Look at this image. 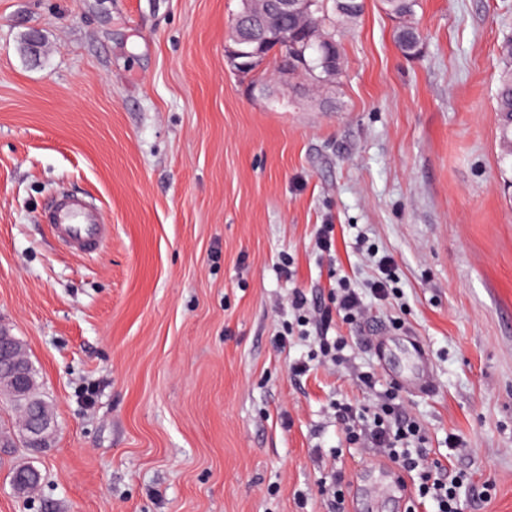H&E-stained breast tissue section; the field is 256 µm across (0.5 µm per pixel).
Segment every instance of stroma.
<instances>
[{"mask_svg": "<svg viewBox=\"0 0 512 512\" xmlns=\"http://www.w3.org/2000/svg\"><path fill=\"white\" fill-rule=\"evenodd\" d=\"M239 8L0 0V328L56 421L42 452L0 451V512H334V472L336 512H362L361 494L376 512H434L390 501L385 458L347 446L332 407L374 405L422 372L432 389L403 393L404 410L428 457L466 474L460 512H512V165L494 110L512 0H419L415 58L365 0L330 95L270 61L261 82L231 70ZM61 194L101 211L98 253L43 222ZM359 233L393 257L398 294L336 324L341 366L295 378L309 342L274 344L289 293L327 306L337 268L366 285ZM396 318L381 356L370 327ZM29 460L44 479L25 497L11 476Z\"/></svg>", "mask_w": 512, "mask_h": 512, "instance_id": "obj_1", "label": "stroma"}]
</instances>
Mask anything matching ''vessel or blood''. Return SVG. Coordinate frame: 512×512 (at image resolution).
<instances>
[{
    "label": "vessel or blood",
    "mask_w": 512,
    "mask_h": 512,
    "mask_svg": "<svg viewBox=\"0 0 512 512\" xmlns=\"http://www.w3.org/2000/svg\"><path fill=\"white\" fill-rule=\"evenodd\" d=\"M45 221L52 224L59 240L75 252H94L105 236L100 212L79 196L56 200L46 213Z\"/></svg>",
    "instance_id": "b4317fda"
}]
</instances>
